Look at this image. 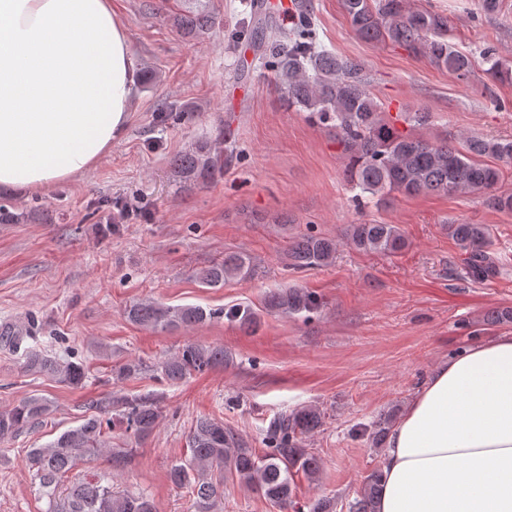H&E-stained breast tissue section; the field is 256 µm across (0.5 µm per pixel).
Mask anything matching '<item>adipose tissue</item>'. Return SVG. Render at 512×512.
<instances>
[{"label":"adipose tissue","mask_w":512,"mask_h":512,"mask_svg":"<svg viewBox=\"0 0 512 512\" xmlns=\"http://www.w3.org/2000/svg\"><path fill=\"white\" fill-rule=\"evenodd\" d=\"M134 93L112 0H0V186L99 164ZM378 512H512V333L438 365L387 438Z\"/></svg>","instance_id":"ef3b65f1"}]
</instances>
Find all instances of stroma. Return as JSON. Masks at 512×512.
Segmentation results:
<instances>
[{
  "label": "stroma",
  "mask_w": 512,
  "mask_h": 512,
  "mask_svg": "<svg viewBox=\"0 0 512 512\" xmlns=\"http://www.w3.org/2000/svg\"><path fill=\"white\" fill-rule=\"evenodd\" d=\"M247 2L112 0L135 73L156 76L136 83L124 136L82 178L44 193L0 187V205L19 216L0 224V326L38 327L21 349L0 344V407L30 396L51 404L44 422L0 441V512H46L29 452L79 425L88 400L148 393L161 396L163 417L146 440L113 438V445L135 449L119 489L147 493L158 512H195L191 492L172 485L168 471L188 454L198 417L223 420L261 457L275 415L315 405L325 424L306 444L321 467L315 478L296 476V503L310 512L314 499L328 497L336 512H349L367 476L382 466L384 447L370 438L379 419L399 418L439 362L512 332V322L486 320L490 311L512 309V212L489 208L479 193L356 201L335 137L286 107L270 68L241 36ZM310 3L318 44L363 63L387 112L431 113L420 130L425 138H512V83L484 89L478 58L490 44L512 62V0H499L490 15L481 0H409L447 16L449 43L475 56L467 83L403 46L364 41L340 0ZM202 4L214 27L185 36L181 18ZM169 109L177 121L160 123ZM227 125L239 163L214 180L183 182L172 157L205 140L220 143ZM127 204L147 209V219L107 223ZM360 222L396 225L405 249L386 256L350 247L345 231ZM462 222L488 225V248L501 264L497 278L478 282L466 274L465 255L448 234ZM306 232L336 239L331 264L289 268L288 243ZM231 252L251 258L252 276L202 287L198 271ZM286 287L315 294L318 309L268 310L266 293ZM145 300L247 307L258 326L248 334L223 318L151 331L126 316ZM188 342L223 347L228 359L167 384L159 366ZM29 350L84 363L85 387L28 371ZM130 359L141 361V372L113 381V369Z\"/></svg>",
  "instance_id": "1"
}]
</instances>
